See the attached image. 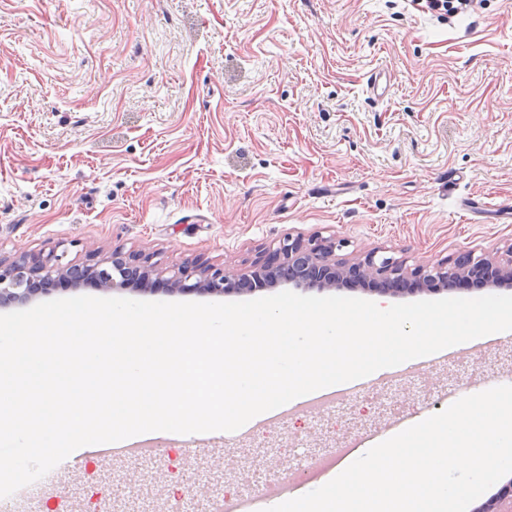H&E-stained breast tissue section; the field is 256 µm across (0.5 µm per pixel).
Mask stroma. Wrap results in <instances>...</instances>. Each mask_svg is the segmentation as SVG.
I'll return each mask as SVG.
<instances>
[{
    "mask_svg": "<svg viewBox=\"0 0 512 512\" xmlns=\"http://www.w3.org/2000/svg\"><path fill=\"white\" fill-rule=\"evenodd\" d=\"M389 90H367L376 68ZM512 0L453 22L407 0H0V256L67 244L249 270L288 234L413 267L512 246ZM460 352L389 395L254 426L243 479L436 414Z\"/></svg>",
    "mask_w": 512,
    "mask_h": 512,
    "instance_id": "35a3bbf8",
    "label": "stroma"
}]
</instances>
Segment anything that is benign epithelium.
I'll return each instance as SVG.
<instances>
[{"mask_svg":"<svg viewBox=\"0 0 512 512\" xmlns=\"http://www.w3.org/2000/svg\"><path fill=\"white\" fill-rule=\"evenodd\" d=\"M66 250L52 248L40 260L32 262L24 254L11 259L0 257V304L27 303L46 295L51 285L91 282L110 291L133 282L140 286L163 284L171 292H198L213 296L240 293L255 282L270 277L275 269L288 275V281L301 288L325 290L341 285L377 288L383 295L417 294L445 290L450 286L512 288V248L506 256H476L461 253L434 264L408 268L391 259L380 258L376 251L351 260L336 259V243L314 234L308 238L290 234L270 251L262 250L251 270H236L187 261L164 278L144 252H126L117 247L109 257L87 254L82 263L63 262Z\"/></svg>","mask_w":512,"mask_h":512,"instance_id":"benign-epithelium-1","label":"benign epithelium"}]
</instances>
